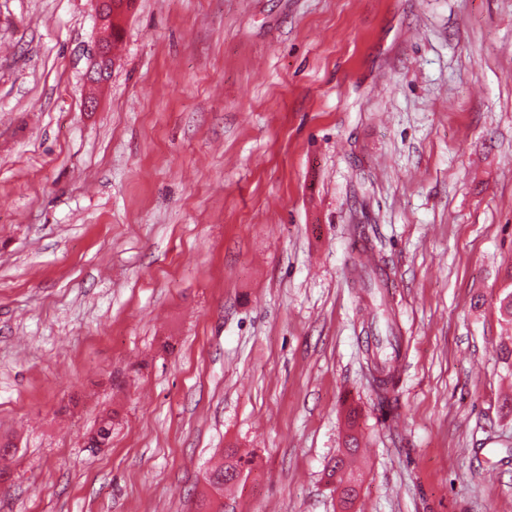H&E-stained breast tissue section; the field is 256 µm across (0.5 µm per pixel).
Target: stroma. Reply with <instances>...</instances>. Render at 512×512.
Returning a JSON list of instances; mask_svg holds the SVG:
<instances>
[{
	"label": "stroma",
	"mask_w": 512,
	"mask_h": 512,
	"mask_svg": "<svg viewBox=\"0 0 512 512\" xmlns=\"http://www.w3.org/2000/svg\"><path fill=\"white\" fill-rule=\"evenodd\" d=\"M99 37L0 0V512H337L352 408L357 512H512V0H134L92 107ZM388 341L392 352L387 354L383 351V346L375 344V349L367 345V361L372 371V384L381 401L388 404L390 402V391L397 382L398 363L400 359V347L397 336H391ZM392 341L394 343H392ZM358 417L354 411H350L347 418V435L344 451L336 457L333 465L325 472L328 484L334 486V491L340 496V505L344 511L351 512L360 493L357 487L364 483V473L351 468V460L359 451ZM250 461L244 460L241 456L237 455L235 450H228L224 455L222 462L211 467L205 478L207 484V492L202 494L196 501V512H223L224 503L218 498H215L211 493V487L220 485L224 492V486L229 484L230 481L224 480V472L230 469L234 471L249 470ZM221 481H223L221 486Z\"/></svg>",
	"instance_id": "stroma-1"
}]
</instances>
